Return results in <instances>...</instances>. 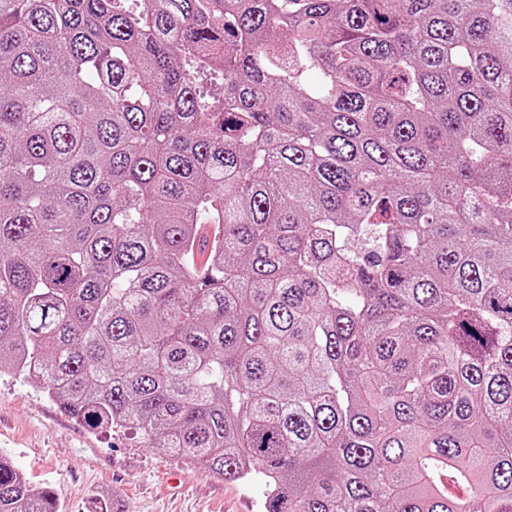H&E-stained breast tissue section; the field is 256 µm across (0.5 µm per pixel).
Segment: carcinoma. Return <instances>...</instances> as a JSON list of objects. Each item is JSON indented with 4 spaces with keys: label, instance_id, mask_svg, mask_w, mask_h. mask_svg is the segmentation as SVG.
Here are the masks:
<instances>
[{
    "label": "carcinoma",
    "instance_id": "obj_1",
    "mask_svg": "<svg viewBox=\"0 0 512 512\" xmlns=\"http://www.w3.org/2000/svg\"><path fill=\"white\" fill-rule=\"evenodd\" d=\"M127 2L0 0V371L264 512H512V0Z\"/></svg>",
    "mask_w": 512,
    "mask_h": 512
}]
</instances>
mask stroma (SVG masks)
Masks as SVG:
<instances>
[{
  "label": "stroma",
  "instance_id": "stroma-1",
  "mask_svg": "<svg viewBox=\"0 0 512 512\" xmlns=\"http://www.w3.org/2000/svg\"><path fill=\"white\" fill-rule=\"evenodd\" d=\"M0 457L60 494V512H263L262 479L227 482L133 428L93 430L24 376L0 373Z\"/></svg>",
  "mask_w": 512,
  "mask_h": 512
}]
</instances>
